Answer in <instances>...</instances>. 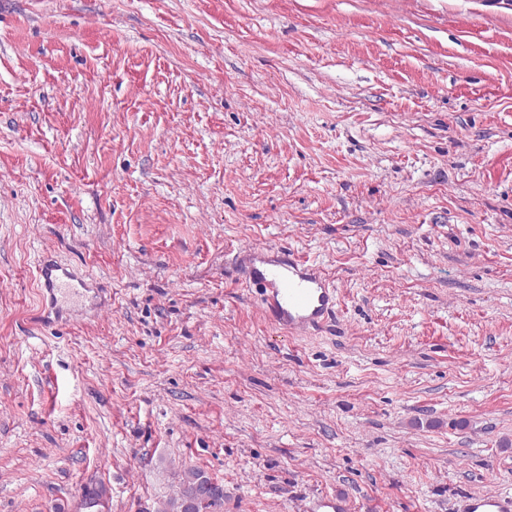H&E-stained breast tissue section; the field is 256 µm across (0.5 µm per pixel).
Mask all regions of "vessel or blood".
I'll use <instances>...</instances> for the list:
<instances>
[{
  "label": "vessel or blood",
  "instance_id": "vessel-or-blood-1",
  "mask_svg": "<svg viewBox=\"0 0 512 512\" xmlns=\"http://www.w3.org/2000/svg\"><path fill=\"white\" fill-rule=\"evenodd\" d=\"M238 281L262 291L266 317L290 333L321 327L336 309V291L322 270L286 247L239 248L233 256ZM36 286L45 315L42 325L69 322L68 297L93 290L83 270L44 257L36 270ZM309 512H350V504L339 495L314 496ZM459 512H512V495L488 493L466 495Z\"/></svg>",
  "mask_w": 512,
  "mask_h": 512
}]
</instances>
